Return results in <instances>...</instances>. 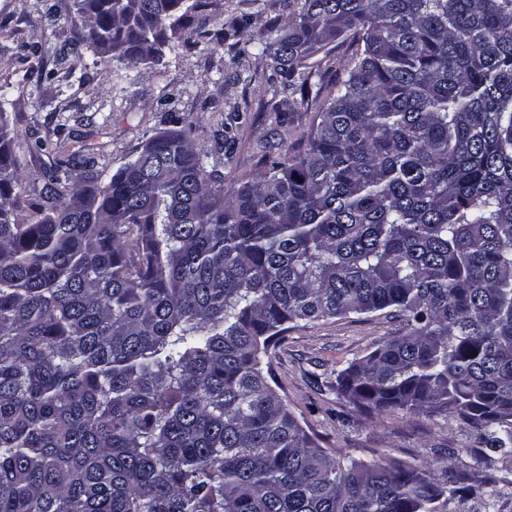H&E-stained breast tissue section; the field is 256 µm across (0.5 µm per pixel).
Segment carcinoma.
I'll return each instance as SVG.
<instances>
[{
    "label": "carcinoma",
    "mask_w": 512,
    "mask_h": 512,
    "mask_svg": "<svg viewBox=\"0 0 512 512\" xmlns=\"http://www.w3.org/2000/svg\"><path fill=\"white\" fill-rule=\"evenodd\" d=\"M211 6L73 0L71 45L155 63ZM344 36L358 50L326 81L311 59ZM261 50L315 115L228 187L165 129L106 184L90 154L58 164L21 219L0 111V512H498L512 495V0H296ZM271 111L293 124V103ZM384 310L403 327L336 393L456 421L501 468L330 451L269 383L288 324Z\"/></svg>",
    "instance_id": "cac0c4a2"
}]
</instances>
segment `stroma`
Returning <instances> with one entry per match:
<instances>
[{
  "label": "stroma",
  "instance_id": "35a3bbf8",
  "mask_svg": "<svg viewBox=\"0 0 512 512\" xmlns=\"http://www.w3.org/2000/svg\"><path fill=\"white\" fill-rule=\"evenodd\" d=\"M287 3L220 0L211 17L192 18L185 31L189 48L130 67L132 81L120 90L93 50L66 51L72 0H0V96L7 99L1 111L16 135L23 188L43 184L60 161L88 153L97 158L101 182H108L164 128L161 104L168 99L183 117L185 135L214 160L222 156L223 122L239 114L234 155L222 168L225 183L255 172L270 146L296 145L312 115L298 112L294 135L284 134L268 107L274 67L256 45L274 36L276 20L288 15ZM221 27L229 32L223 40L215 36ZM401 326L400 318L383 312L298 323L272 353L271 384L325 448L345 449L357 459L412 463L436 461L450 448L457 466L487 472L493 461L474 454V435L458 423L367 418L331 388L337 370Z\"/></svg>",
  "mask_w": 512,
  "mask_h": 512
}]
</instances>
